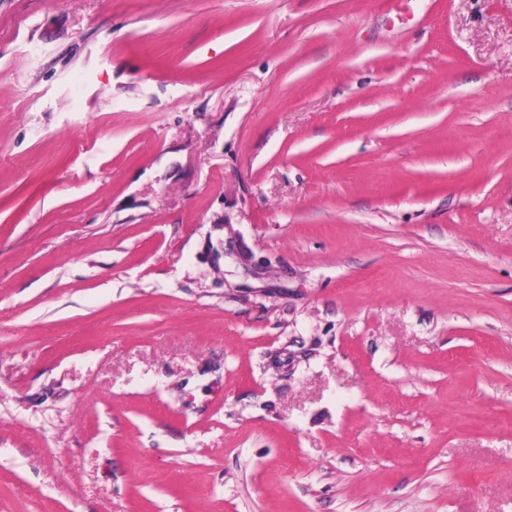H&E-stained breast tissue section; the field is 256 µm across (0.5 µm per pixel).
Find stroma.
<instances>
[{"instance_id":"stroma-1","label":"stroma","mask_w":512,"mask_h":512,"mask_svg":"<svg viewBox=\"0 0 512 512\" xmlns=\"http://www.w3.org/2000/svg\"><path fill=\"white\" fill-rule=\"evenodd\" d=\"M0 512H512V0H0Z\"/></svg>"}]
</instances>
